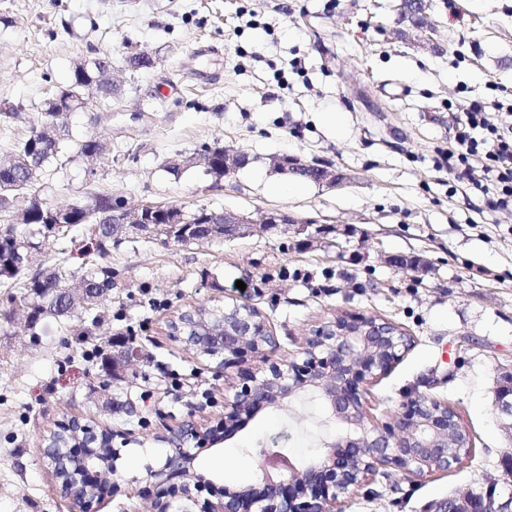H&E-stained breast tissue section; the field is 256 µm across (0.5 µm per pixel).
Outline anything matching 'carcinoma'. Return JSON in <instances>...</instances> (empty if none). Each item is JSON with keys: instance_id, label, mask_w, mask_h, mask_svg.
<instances>
[{"instance_id": "cac0c4a2", "label": "carcinoma", "mask_w": 512, "mask_h": 512, "mask_svg": "<svg viewBox=\"0 0 512 512\" xmlns=\"http://www.w3.org/2000/svg\"><path fill=\"white\" fill-rule=\"evenodd\" d=\"M425 0H403L402 19L410 22L415 29L425 23ZM106 57L95 58L75 64L67 83L46 100L42 126L48 134L37 141L26 139L17 146L10 160L0 165V219L13 217L14 202L26 200L22 209L21 222L8 225V233L0 235V281H22L21 302L28 309V323L36 325L46 317L66 320L78 311L84 313L90 323L99 325L94 315L96 307L112 291V268L104 267L99 260L110 255L112 249L120 246L124 239L112 236V206L118 199L109 193H98L86 207H74L60 216L49 210L33 186L49 168L61 166L71 152L80 157L92 158L110 155L107 144L95 137L74 139L69 125L65 122L67 112L85 107L90 87H95L98 97L112 98V82L103 69ZM211 209L199 206L189 210L191 223L196 230L188 237L172 231L168 224L169 212L159 209L155 214L159 231L155 240L161 244L190 246L197 243L200 233L208 232V214ZM88 227L100 241L96 251L82 250L81 276H76L66 263L29 271L26 255L38 251L50 240L69 237L78 227ZM113 340L106 348L99 349L95 357L100 360L99 370L106 377V384L119 378L120 365L112 358Z\"/></svg>"}]
</instances>
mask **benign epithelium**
Segmentation results:
<instances>
[{"instance_id": "1", "label": "benign epithelium", "mask_w": 512, "mask_h": 512, "mask_svg": "<svg viewBox=\"0 0 512 512\" xmlns=\"http://www.w3.org/2000/svg\"><path fill=\"white\" fill-rule=\"evenodd\" d=\"M156 203L132 207L126 201L112 210L116 235H151ZM209 223L222 224L225 236L235 238L264 230L267 224L294 227L309 234L310 225L286 213L272 212L261 225L232 212H211ZM211 320L194 309L181 313L171 324V336L196 352L213 350L212 357L227 369L240 367L250 358H261L262 374L250 373L224 398V427L233 426L241 412L280 403L310 390L328 406L331 417L348 425L329 451L289 477L263 484L254 498L226 495L201 504L199 512H337L341 498L376 475L400 474L419 479L434 472L446 473L466 460L472 448L470 434L458 429V414L447 403L426 394L410 398L392 422L368 421L366 386L386 374L411 346V338L395 323L375 316L338 315L311 331L303 363L284 364L273 358L277 340L267 330L260 311L235 301L221 308ZM499 419L512 424V386L495 399ZM76 440L65 445L45 439L43 458L52 469L60 493L73 501L86 500L93 481L84 475L117 472L120 451L106 429L72 421ZM208 430L193 415L166 430L154 441L164 445L159 466L146 469V480L156 488L148 512H168L173 500L192 501L189 449Z\"/></svg>"}]
</instances>
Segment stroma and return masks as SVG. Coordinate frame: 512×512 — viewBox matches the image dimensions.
<instances>
[{
    "label": "stroma",
    "instance_id": "stroma-1",
    "mask_svg": "<svg viewBox=\"0 0 512 512\" xmlns=\"http://www.w3.org/2000/svg\"><path fill=\"white\" fill-rule=\"evenodd\" d=\"M429 33L400 22L401 0H0V158L39 125L47 92L74 63L112 62L108 111L71 113L75 136L103 139L111 160L76 159L36 188L54 205L100 192L229 209L261 221L280 210L311 222L315 239L281 227L187 247L123 243L105 258L114 287L93 327L78 318L26 323L20 288L0 286V512H74L55 489L41 440L72 418L127 436L159 435L188 413L224 415L228 381L215 362L172 341L166 324L230 297L253 304L278 340L276 360L302 350L309 329L336 314L379 316L413 339L368 395L372 422L388 421L415 393L459 414L472 439L455 470L413 480L376 477L341 512H442L448 500L494 490L512 499V438L494 410L512 375V211L487 210L451 188L442 155L450 108L512 88V0H429ZM151 67L131 69V50ZM345 115L337 132L324 112ZM221 147L246 156L218 180L173 159ZM321 164L336 186L305 182L272 157ZM132 339L136 368L109 393L93 355L109 336ZM111 411H104V398ZM341 431L324 401L300 394L242 417L194 462L199 499L262 485L300 468ZM160 445L121 450L118 471L83 512H146L147 465Z\"/></svg>",
    "mask_w": 512,
    "mask_h": 512
}]
</instances>
